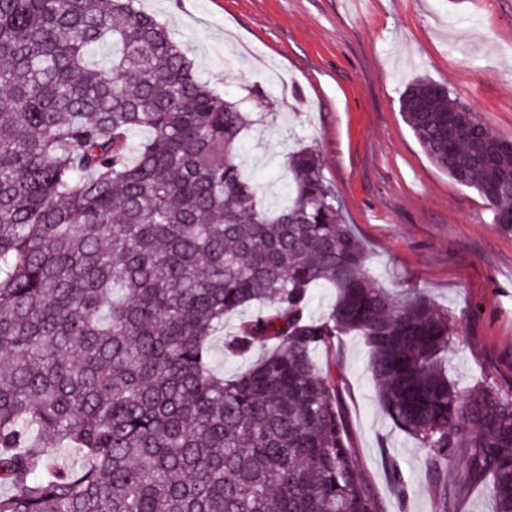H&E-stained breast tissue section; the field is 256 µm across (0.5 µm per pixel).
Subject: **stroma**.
I'll list each match as a JSON object with an SVG mask.
<instances>
[{
  "mask_svg": "<svg viewBox=\"0 0 512 512\" xmlns=\"http://www.w3.org/2000/svg\"><path fill=\"white\" fill-rule=\"evenodd\" d=\"M167 23L200 77L227 96L260 87L289 104L251 132L243 174L283 197L296 143L323 157L343 215L385 288H423L459 331L448 374L460 390L486 380L512 389V236L487 202L424 153L399 111L413 79L446 86L494 132L512 137V0H140ZM237 55L232 74L225 54ZM364 337H344L335 370L362 464L388 512H434L416 441L394 428L367 371ZM410 479L405 501L383 452Z\"/></svg>",
  "mask_w": 512,
  "mask_h": 512,
  "instance_id": "1",
  "label": "stroma"
}]
</instances>
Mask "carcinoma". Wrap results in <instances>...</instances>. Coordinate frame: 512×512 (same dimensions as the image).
<instances>
[{"instance_id": "cac0c4a2", "label": "carcinoma", "mask_w": 512, "mask_h": 512, "mask_svg": "<svg viewBox=\"0 0 512 512\" xmlns=\"http://www.w3.org/2000/svg\"><path fill=\"white\" fill-rule=\"evenodd\" d=\"M248 97L265 111L202 80L136 0H0V512H385L330 369L351 333L435 512L487 485L512 512V390L455 386L456 320L375 284L313 148L266 204L241 147L278 106ZM400 112L512 235L508 140L426 78ZM313 288L335 293L320 315ZM247 310L224 357L265 352L226 378L214 334Z\"/></svg>"}]
</instances>
